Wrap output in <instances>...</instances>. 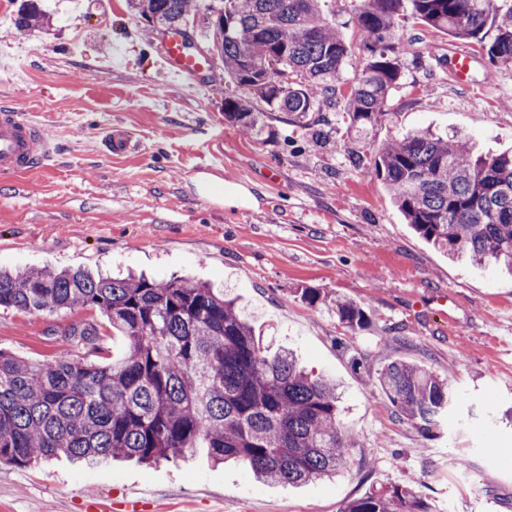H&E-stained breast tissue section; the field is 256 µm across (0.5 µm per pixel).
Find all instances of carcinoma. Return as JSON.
I'll return each mask as SVG.
<instances>
[{"label": "carcinoma", "instance_id": "obj_1", "mask_svg": "<svg viewBox=\"0 0 512 512\" xmlns=\"http://www.w3.org/2000/svg\"><path fill=\"white\" fill-rule=\"evenodd\" d=\"M411 3L420 23L481 44L490 63H512V0H363L355 23L370 58L350 84L349 127L385 114L402 78L393 32ZM325 0H134L155 29H174L190 12L211 19L224 69L269 112L300 121L335 105L350 48ZM43 12L17 11L19 30ZM224 116L251 131L264 113L224 99ZM374 167L406 223L427 243L473 263L512 270V152L472 156L468 144L428 130L384 143ZM93 309L126 341L109 358L90 322L64 333L58 355L29 363L0 350V463L26 467L64 454L134 459L146 465L207 450L263 483L297 485L347 466L355 434L342 426L337 386L302 369L293 355H269L232 299L203 283L145 276L94 277L81 269L0 272V309ZM350 332L366 316L336 298ZM376 385L397 419L433 434L452 395L447 378L394 359ZM344 512H433L413 483L351 501Z\"/></svg>", "mask_w": 512, "mask_h": 512}]
</instances>
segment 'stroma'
Instances as JSON below:
<instances>
[{"instance_id": "35a3bbf8", "label": "stroma", "mask_w": 512, "mask_h": 512, "mask_svg": "<svg viewBox=\"0 0 512 512\" xmlns=\"http://www.w3.org/2000/svg\"><path fill=\"white\" fill-rule=\"evenodd\" d=\"M360 0H328L351 45L354 81L366 53L352 23ZM19 0H0V105L39 119L55 155L46 169L0 176V269L135 270L191 277L234 297L268 353L293 351L302 367L339 384L342 422L358 440L346 469L299 486L256 482L240 466L195 459L144 467L59 457L25 468L0 463V512H87V498L143 499L142 512H343L398 483L420 484L436 512H512V275L449 260L406 224L377 175L386 141L419 128L512 151V63L491 64L477 43L413 19L395 41L405 61L386 113L348 131L346 97L326 123L269 113L253 131L224 117L249 99L219 58L200 83L172 78L161 36L130 0H40L49 22L18 30ZM472 55L466 83L448 58ZM139 144L116 157L106 128ZM207 172L246 185L255 208L194 195ZM315 288L360 304L353 334L335 313L304 301ZM110 328L85 308L0 310V349L52 359L78 321ZM403 358L446 376L457 403L435 437L399 422L375 384Z\"/></svg>"}]
</instances>
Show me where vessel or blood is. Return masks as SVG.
Listing matches in <instances>:
<instances>
[{"label": "vessel or blood", "mask_w": 512, "mask_h": 512, "mask_svg": "<svg viewBox=\"0 0 512 512\" xmlns=\"http://www.w3.org/2000/svg\"><path fill=\"white\" fill-rule=\"evenodd\" d=\"M160 58L165 67L176 75L199 79L209 69L207 59L191 54L183 34L168 31L162 43ZM53 155L51 143L40 126L13 108H0V175L19 176L44 167Z\"/></svg>", "instance_id": "b4317fda"}]
</instances>
